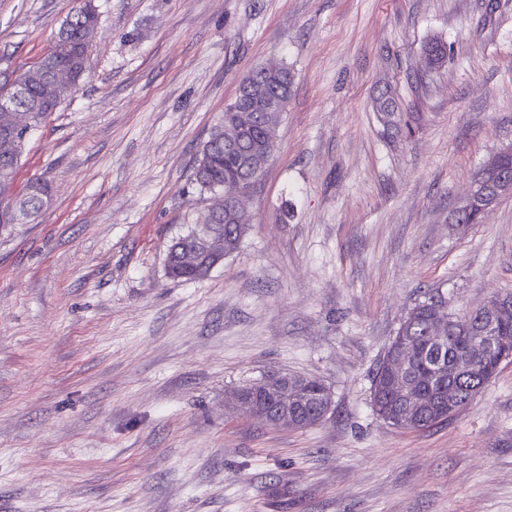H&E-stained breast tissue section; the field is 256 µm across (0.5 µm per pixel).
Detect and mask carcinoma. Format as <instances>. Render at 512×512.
<instances>
[{
	"mask_svg": "<svg viewBox=\"0 0 512 512\" xmlns=\"http://www.w3.org/2000/svg\"><path fill=\"white\" fill-rule=\"evenodd\" d=\"M96 9L87 3L72 9L62 23L55 44L49 50L47 59L54 61L55 66H64L80 73L87 68L86 50L92 41L97 26ZM428 65L436 67L446 58V47L439 40H433L426 46ZM294 76L288 66L282 64L278 70L272 71L265 66L249 70L241 79L234 100L224 107L223 124L212 128L207 141L203 144L194 168V181L203 190L214 191L224 182L238 180L245 190H250L253 182L249 181V165L261 160L271 150L266 122L259 117L245 131L243 142L234 147L226 148L218 141L222 127L235 124L250 107L252 96L258 91L278 96L283 103L291 97ZM24 85V95L17 101V107L29 114L30 127L40 124L48 113L42 111L41 103L50 101L57 108L74 92V89L61 86L50 77V70L34 80H29V73L16 79ZM377 112L385 120L386 125L398 127L396 114L398 104L393 95L385 90L379 93L375 101ZM51 199V188L47 180L31 179L23 191L3 193L0 189V214H4L16 205L25 208L24 223H29ZM250 223L249 216L235 210L232 202L224 200V214L215 223V229L224 233V256L235 253L242 242ZM193 253L197 262L187 264L185 254ZM214 259L194 238V229L175 238L168 248L165 258V269L169 277L183 280H199L206 278L213 271ZM446 301L441 289L424 296L407 313L395 336L387 345L382 359L379 361L372 379L371 403L379 406L378 417L392 426L405 430L417 431L427 429L435 424L448 420V414L434 404V398L448 397L453 391L459 399H475L485 385L497 374L502 363L500 352L487 344L483 336H476L477 325H472L473 335L468 337L466 347L471 353V365L460 370L454 383H448V365L456 361L460 351L458 334L450 332L440 342L434 343L428 338V326L436 312V305ZM413 350L417 355L416 372L423 389L421 403L417 406L403 408L396 404L391 393L392 378L388 370V362L400 348ZM272 374L268 373L256 382L238 390L242 395L240 412L248 415L253 405L255 389L263 386ZM288 384L297 386L304 392L302 400L292 402L288 406L290 415H298L299 421L294 429L303 430L312 426V419L317 407L324 406L330 410L333 404L331 389L322 382L303 375L288 376Z\"/></svg>",
	"mask_w": 512,
	"mask_h": 512,
	"instance_id": "1",
	"label": "carcinoma"
}]
</instances>
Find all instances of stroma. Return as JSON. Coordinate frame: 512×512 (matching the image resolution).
Returning a JSON list of instances; mask_svg holds the SVG:
<instances>
[{"label":"stroma","instance_id":"1","mask_svg":"<svg viewBox=\"0 0 512 512\" xmlns=\"http://www.w3.org/2000/svg\"><path fill=\"white\" fill-rule=\"evenodd\" d=\"M75 4L0 0V86ZM94 4L90 67L16 177L51 200L0 232V512H512V362L426 430L370 403L426 292L457 314L512 295V198L452 222L512 143V0ZM272 64L293 91L243 241L208 277L170 279L171 241L215 202L199 152ZM384 85L411 133L378 120ZM273 371L330 387L325 419L280 430L231 406Z\"/></svg>","mask_w":512,"mask_h":512}]
</instances>
